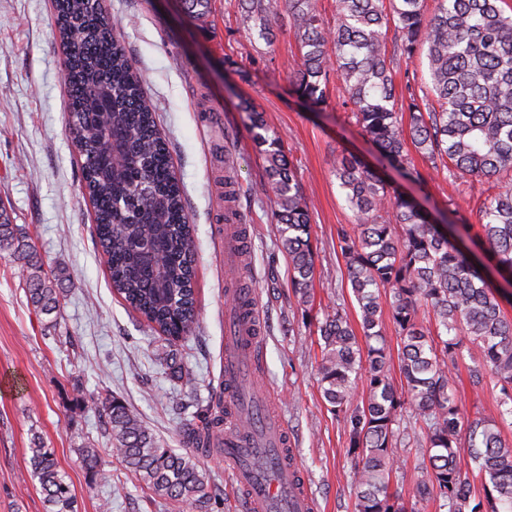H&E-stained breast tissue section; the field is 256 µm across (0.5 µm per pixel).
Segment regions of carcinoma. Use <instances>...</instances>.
Returning <instances> with one entry per match:
<instances>
[{
	"label": "carcinoma",
	"mask_w": 512,
	"mask_h": 512,
	"mask_svg": "<svg viewBox=\"0 0 512 512\" xmlns=\"http://www.w3.org/2000/svg\"><path fill=\"white\" fill-rule=\"evenodd\" d=\"M184 2L194 18L211 12V0ZM335 2L331 26L321 17L317 0H283L301 58L293 80L299 97L322 106V81L335 70L363 134L411 182L425 176L407 153L409 142L433 168L446 170L451 182L512 171V14H505L502 0H436L431 16L424 0ZM276 4L238 0L243 23L268 42ZM57 24L62 40L70 37L71 26L80 30L79 42L63 60L70 92L68 127L80 149L85 187L96 201V233L112 288L150 326L169 341H179L197 320L192 227L142 74L96 0H59ZM390 30L394 40L389 48ZM421 49L428 60L426 89L417 93L409 80L396 89L401 62L412 61ZM102 91L112 97L110 119L93 112ZM241 110L265 159L273 219L305 324L316 275L309 204L282 137L253 104L244 101ZM113 127L127 147V161L118 169L105 162ZM336 179L357 221L356 235L341 229L338 238L363 339L344 309L325 313L317 326L318 370L321 395L348 435L355 512H418L431 497L447 512H512V444L495 425L482 420L463 425L456 395L459 337L467 336L483 354L482 363L471 370L472 383L498 387L500 418L512 420V320L503 312V304H512V186L482 210L481 259L460 243L458 229L467 231L470 225L439 223L358 157L342 154ZM0 253L20 263L30 304L43 314H59L65 274L45 269L29 235L8 214L0 221ZM383 291L390 295L387 311L379 303ZM386 312L401 339L404 384L399 387L383 336ZM429 315L434 334L424 326ZM360 375L367 394L363 404L353 407ZM98 407L111 455L154 496L179 512L209 503L208 484L193 452L164 447L137 413L114 397L99 399ZM407 410L423 424V432L406 436L427 449L409 509L390 488L398 467L400 420ZM222 425L217 416L205 417L186 437L199 445ZM29 451L30 477L40 486L45 512H76L71 484L53 449L36 432ZM79 452L94 477L110 480L93 442H82ZM463 454L469 477L457 464ZM475 480L483 491L477 500Z\"/></svg>",
	"instance_id": "obj_1"
}]
</instances>
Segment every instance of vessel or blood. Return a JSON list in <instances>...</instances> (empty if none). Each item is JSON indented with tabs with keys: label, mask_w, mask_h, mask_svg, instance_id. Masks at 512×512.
I'll return each instance as SVG.
<instances>
[{
	"label": "vessel or blood",
	"mask_w": 512,
	"mask_h": 512,
	"mask_svg": "<svg viewBox=\"0 0 512 512\" xmlns=\"http://www.w3.org/2000/svg\"><path fill=\"white\" fill-rule=\"evenodd\" d=\"M259 320H242L237 311L226 319L224 396L232 398L242 385L253 382L260 353L256 333ZM288 430L279 416L256 420L235 415L224 432L225 463L244 493L247 512H313L314 503L305 487L295 485L292 474L276 464L278 449L287 447Z\"/></svg>",
	"instance_id": "vessel-or-blood-1"
}]
</instances>
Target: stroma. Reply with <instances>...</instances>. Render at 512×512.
<instances>
[{"instance_id": "obj_1", "label": "stroma", "mask_w": 512, "mask_h": 512, "mask_svg": "<svg viewBox=\"0 0 512 512\" xmlns=\"http://www.w3.org/2000/svg\"><path fill=\"white\" fill-rule=\"evenodd\" d=\"M153 103L176 178L194 226V290L199 323L168 345L113 293L94 234V211L83 189L81 160L67 126L68 85L53 0H0V202L33 239L46 267L69 272L58 318L28 304L17 264L0 254V512H44L29 470V443L40 433L54 448L77 497L78 512H174L111 456L97 405L111 395L126 403L168 447L183 451L185 429L218 402L224 361L226 290L250 288L264 322L259 375L273 411L288 428L292 448L316 512H354L353 458L344 427L323 401L320 348L314 322L341 305L352 326L360 311L345 275L338 229L356 221L335 175L344 153L365 159L392 185L441 222H481V209L504 178L449 182L418 151L410 156L425 174L405 182L361 133L335 75L326 78L327 104L314 112L292 91L299 66L287 11L275 37L249 34L234 0H212L207 20L189 17L183 0H105ZM262 110L284 149L297 160V179L311 207L316 277L312 325L290 286L288 259L277 245L274 197L265 191V162L255 149L242 101ZM245 225L250 243L239 271L224 267L223 226ZM173 350L192 382L172 380L157 354ZM481 352L463 340L457 356L458 402L464 422L500 423L499 390L477 387L469 371ZM94 439L112 480L92 479L77 448ZM401 468L391 489L405 504L415 499L423 452L401 444ZM212 499L207 512H241V492L211 448H197Z\"/></svg>"}]
</instances>
